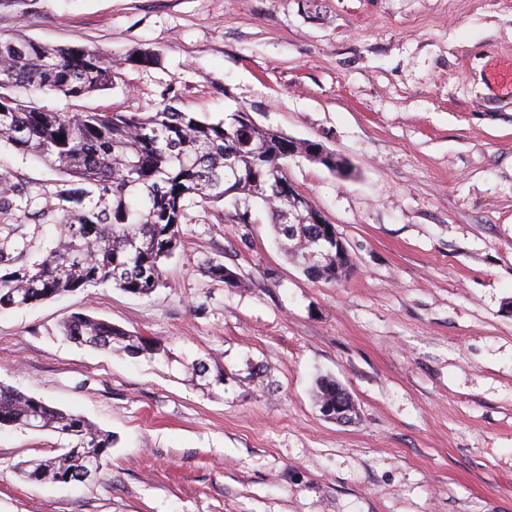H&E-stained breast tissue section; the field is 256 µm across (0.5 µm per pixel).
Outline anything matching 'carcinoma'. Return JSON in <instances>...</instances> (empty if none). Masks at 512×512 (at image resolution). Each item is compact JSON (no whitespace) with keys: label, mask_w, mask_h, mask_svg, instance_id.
Returning a JSON list of instances; mask_svg holds the SVG:
<instances>
[{"label":"carcinoma","mask_w":512,"mask_h":512,"mask_svg":"<svg viewBox=\"0 0 512 512\" xmlns=\"http://www.w3.org/2000/svg\"><path fill=\"white\" fill-rule=\"evenodd\" d=\"M112 57L84 46H48L20 36L0 35V142L34 154L72 178L70 209L60 224L57 247L32 266L12 268L14 259L0 247V309L36 304L64 293L109 284L132 295H149L163 284L164 261L179 242L186 203L199 200L237 204L226 218L245 224L256 203L265 211L280 249L295 264L308 245L329 255L327 271L313 280L338 282L337 257L330 225L317 223L322 212L311 203L282 220L288 204L275 185L288 178V144L293 138L243 122L236 109L218 122L199 119L165 104L146 114L131 112H55L12 94L15 88L81 98L112 85ZM64 140H57L58 136ZM100 190L86 202L85 184ZM211 279L235 288L236 272L207 260ZM72 343L130 355H164L160 344L128 333L102 319L78 313L63 325ZM319 405L336 403V381L317 383ZM51 430L68 439L67 451L21 464L29 480H84L83 472L104 460L112 435L83 416L0 384V427Z\"/></svg>","instance_id":"obj_1"}]
</instances>
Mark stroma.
Listing matches in <instances>:
<instances>
[{
	"label": "stroma",
	"mask_w": 512,
	"mask_h": 512,
	"mask_svg": "<svg viewBox=\"0 0 512 512\" xmlns=\"http://www.w3.org/2000/svg\"><path fill=\"white\" fill-rule=\"evenodd\" d=\"M0 33L112 55L109 89L36 95L57 112L213 122L237 107L343 158L288 177L335 224L339 283L309 279L264 212L194 203L147 297L109 285L0 311V384L112 434L99 474L36 483L51 432L0 429V512H512V0H33ZM149 50L154 64L136 63ZM20 196L0 208L16 265L55 247L69 176L0 143ZM215 259L239 287L212 280ZM84 313L167 357L79 346ZM211 357L220 385L188 368ZM357 414L324 417L317 377Z\"/></svg>",
	"instance_id": "1"
}]
</instances>
